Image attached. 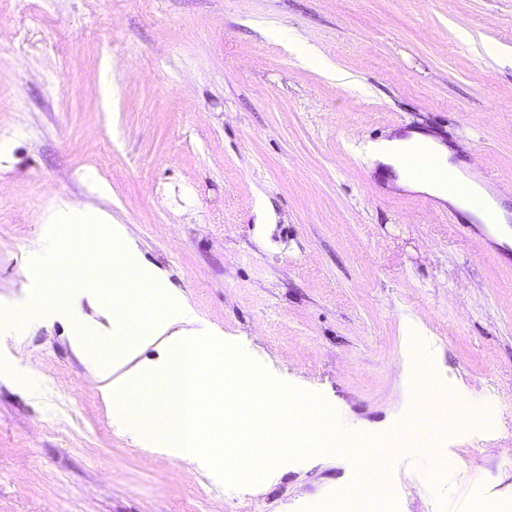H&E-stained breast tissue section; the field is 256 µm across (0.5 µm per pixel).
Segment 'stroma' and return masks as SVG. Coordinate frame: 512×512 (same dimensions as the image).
I'll list each match as a JSON object with an SVG mask.
<instances>
[{"instance_id":"obj_1","label":"stroma","mask_w":512,"mask_h":512,"mask_svg":"<svg viewBox=\"0 0 512 512\" xmlns=\"http://www.w3.org/2000/svg\"><path fill=\"white\" fill-rule=\"evenodd\" d=\"M0 30V308L99 207L199 334L388 437L239 486L138 447L71 341L124 331L89 285L0 321V512H512V246L368 151L420 131L512 207V0H0Z\"/></svg>"}]
</instances>
